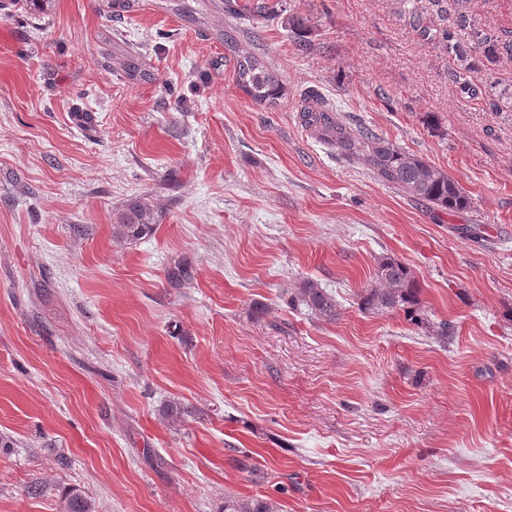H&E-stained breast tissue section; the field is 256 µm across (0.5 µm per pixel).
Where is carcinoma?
Returning <instances> with one entry per match:
<instances>
[{"label": "carcinoma", "mask_w": 512, "mask_h": 512, "mask_svg": "<svg viewBox=\"0 0 512 512\" xmlns=\"http://www.w3.org/2000/svg\"><path fill=\"white\" fill-rule=\"evenodd\" d=\"M443 39L462 62L456 80L467 87V72L471 70L469 46L457 42L449 32ZM224 46L233 52L234 83L254 103L271 107L277 104L283 87L273 69L255 55L237 52L234 37L224 33ZM302 122L317 137L349 157L363 162L380 181L391 184L408 196L433 203L443 210L455 212L469 205V195L447 172L417 155L399 148L377 135L371 128L346 126L334 113L331 104L321 95L310 92L301 108ZM158 216L153 205L135 200L119 209L113 217L112 241L130 245L154 232ZM375 283L362 290L361 308L369 314L402 311L410 322L426 328L429 335L442 341L453 335L448 322L431 323L422 312L419 287L409 267L386 257L378 260ZM191 280L190 272L181 266L168 270V282L181 288ZM294 307L300 308L319 321L334 322L339 316L336 294L320 283L306 279L294 289ZM60 512H95L94 502L81 490L72 488L62 497ZM224 512H279L276 502L265 497H224Z\"/></svg>", "instance_id": "carcinoma-1"}]
</instances>
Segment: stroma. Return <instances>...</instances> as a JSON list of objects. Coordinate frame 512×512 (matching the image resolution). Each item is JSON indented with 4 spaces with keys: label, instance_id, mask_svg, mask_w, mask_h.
<instances>
[{
    "label": "stroma",
    "instance_id": "stroma-1",
    "mask_svg": "<svg viewBox=\"0 0 512 512\" xmlns=\"http://www.w3.org/2000/svg\"><path fill=\"white\" fill-rule=\"evenodd\" d=\"M104 2L0 10V512H59L70 487L97 512H512V0H129L112 22ZM458 21L465 91L439 36ZM229 27L275 108L235 86ZM312 89L469 208L320 141ZM139 198L162 221L116 245ZM383 256L452 339L360 308ZM307 278L335 322L290 305ZM224 512H279L272 499L265 497H238L227 495L224 498Z\"/></svg>",
    "mask_w": 512,
    "mask_h": 512
}]
</instances>
